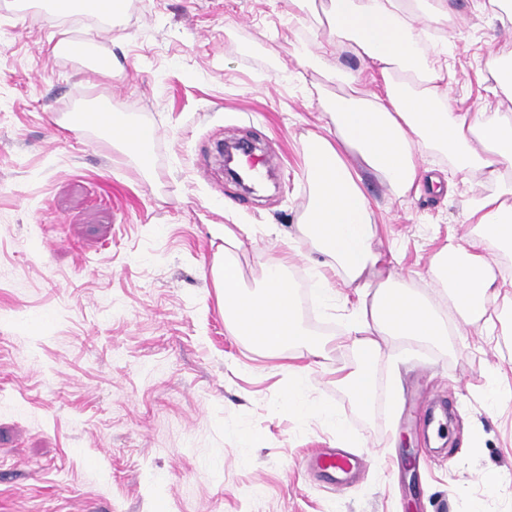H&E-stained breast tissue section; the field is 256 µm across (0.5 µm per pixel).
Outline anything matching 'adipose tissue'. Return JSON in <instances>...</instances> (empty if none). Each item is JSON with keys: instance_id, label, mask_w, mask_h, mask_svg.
<instances>
[{"instance_id": "obj_1", "label": "adipose tissue", "mask_w": 512, "mask_h": 512, "mask_svg": "<svg viewBox=\"0 0 512 512\" xmlns=\"http://www.w3.org/2000/svg\"><path fill=\"white\" fill-rule=\"evenodd\" d=\"M34 5L54 18L71 14L108 21L117 0H17L21 9ZM323 12L329 36L302 42L296 49L300 64L318 69L343 45L382 78L380 91L370 92L357 75L330 73V80L349 92L324 101L331 128L303 144L309 200L297 226L341 286L360 299L345 325L355 361L343 367L339 382L365 404L371 371L388 337L436 342L449 326L460 324L480 326L491 336L496 330L492 311L512 307V277L495 273L492 265L494 252L512 249V116L457 106L442 67L422 53V35L448 23L447 0H329ZM95 126L130 152L153 140L151 127L134 125L121 112L98 113ZM430 153L447 157L453 175L477 172L499 186L497 192L475 195L468 205L476 238L465 245L448 243L427 271L437 301L452 312L448 320L436 301L405 288L392 260L377 249V226L362 188L367 172L383 177L400 197L423 181L452 193V183H441L420 167L419 157ZM351 155L358 166L349 165ZM242 245L238 225H225L224 249L211 266L231 334L251 337L272 355L294 345L320 355L324 346L309 338L287 261H261L256 287H243L237 260Z\"/></svg>"}]
</instances>
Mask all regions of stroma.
<instances>
[{
	"label": "stroma",
	"mask_w": 512,
	"mask_h": 512,
	"mask_svg": "<svg viewBox=\"0 0 512 512\" xmlns=\"http://www.w3.org/2000/svg\"><path fill=\"white\" fill-rule=\"evenodd\" d=\"M0 0V512H512V400L489 404L488 367L512 381V335L459 327L435 344L393 336L368 405L336 382L351 363L335 339L351 307L314 300L302 143L321 103L342 94L296 59L328 31L299 0H130L115 25L66 24ZM464 33L440 29L454 97L495 105L493 53L512 52V22L489 0H447ZM81 36L115 61L86 83L53 55ZM105 105L160 131L145 162L62 112ZM250 138L283 163L267 194L227 179L215 144ZM380 245L404 283L433 294L431 257L467 242L469 199L493 192L474 173L452 195L396 197L368 174ZM241 224L242 280L258 260L291 258L306 326L328 346L308 397L340 428L278 407L289 356L230 335L210 279L224 225ZM403 392L389 410L393 371ZM247 432L261 441L244 442ZM362 465L336 492L309 476L312 448L344 447ZM496 472L497 484L485 483Z\"/></svg>",
	"instance_id": "1"
}]
</instances>
